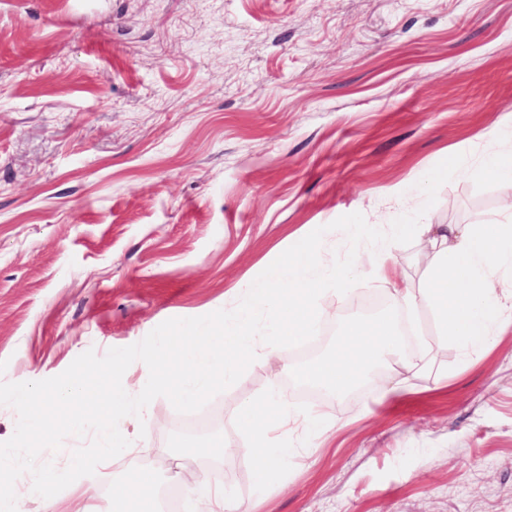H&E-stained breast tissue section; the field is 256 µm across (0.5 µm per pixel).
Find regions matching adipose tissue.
Segmentation results:
<instances>
[{
	"mask_svg": "<svg viewBox=\"0 0 512 512\" xmlns=\"http://www.w3.org/2000/svg\"><path fill=\"white\" fill-rule=\"evenodd\" d=\"M398 237L412 236L425 262L418 281H397L388 252H381L373 280L393 289L396 298L413 306L425 304L442 336L462 348H489L498 327L512 323V285L501 279V270L512 265V201L473 224H397ZM405 361L401 339L386 321L366 319L345 329L336 350L312 368L294 371L301 384L318 383L332 392L354 387L375 363ZM232 414L248 433L244 454L254 463L255 477L267 484L277 479L296 451L288 440L299 432L317 437L330 426L325 409L298 414L278 395L237 404ZM180 478L197 493L200 512H230L225 490L212 486L189 464H181ZM102 512H161L157 484L151 471L130 475L127 489L115 494Z\"/></svg>",
	"mask_w": 512,
	"mask_h": 512,
	"instance_id": "obj_1",
	"label": "adipose tissue"
}]
</instances>
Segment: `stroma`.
<instances>
[{"label": "stroma", "instance_id": "1", "mask_svg": "<svg viewBox=\"0 0 512 512\" xmlns=\"http://www.w3.org/2000/svg\"><path fill=\"white\" fill-rule=\"evenodd\" d=\"M512 125V0H0V382L47 379L82 353L142 341L171 318L233 309L292 243L337 218L390 226L401 196L426 224H477L512 185L485 175ZM464 167L425 207L417 182ZM371 281L319 301L306 346L253 362L200 411L155 398V429L80 478L97 512L136 469L163 512H190L171 453L224 437L196 465L240 512H512V326L467 354L425 309L407 317L434 371L408 390L303 394L292 377L356 317H381ZM279 393L321 406L324 436L258 484L229 414Z\"/></svg>", "mask_w": 512, "mask_h": 512}]
</instances>
